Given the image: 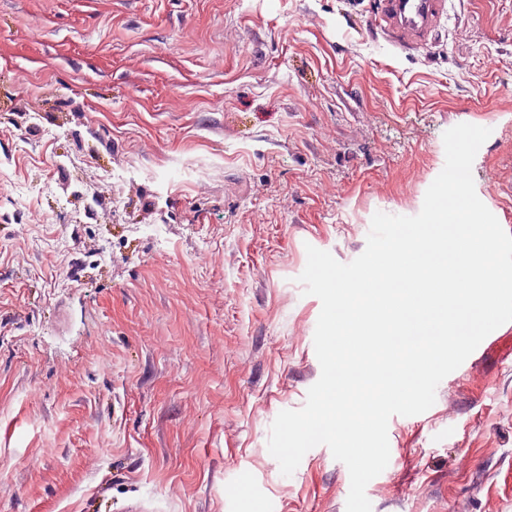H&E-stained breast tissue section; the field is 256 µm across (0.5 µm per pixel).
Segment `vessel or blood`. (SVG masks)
Here are the masks:
<instances>
[{
  "label": "vessel or blood",
  "mask_w": 512,
  "mask_h": 512,
  "mask_svg": "<svg viewBox=\"0 0 512 512\" xmlns=\"http://www.w3.org/2000/svg\"><path fill=\"white\" fill-rule=\"evenodd\" d=\"M447 11V0H382L375 24L395 46L411 49L430 41Z\"/></svg>",
  "instance_id": "1"
}]
</instances>
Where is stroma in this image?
<instances>
[{
  "mask_svg": "<svg viewBox=\"0 0 512 512\" xmlns=\"http://www.w3.org/2000/svg\"><path fill=\"white\" fill-rule=\"evenodd\" d=\"M380 6L0 0V512H346L327 446L268 450L321 375L307 246L418 214L460 123L512 234V0L407 51ZM388 440L372 512H512V322Z\"/></svg>",
  "mask_w": 512,
  "mask_h": 512,
  "instance_id": "stroma-1",
  "label": "stroma"
}]
</instances>
